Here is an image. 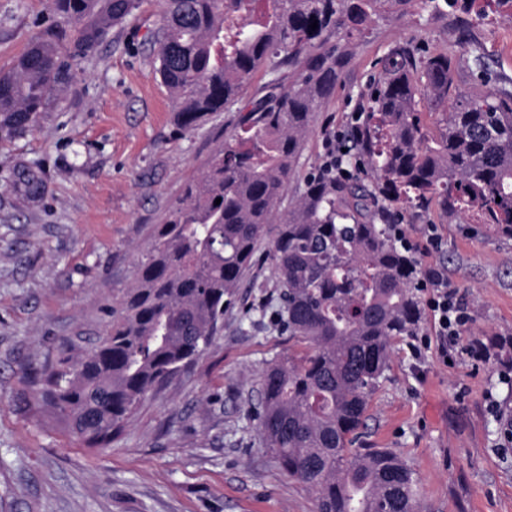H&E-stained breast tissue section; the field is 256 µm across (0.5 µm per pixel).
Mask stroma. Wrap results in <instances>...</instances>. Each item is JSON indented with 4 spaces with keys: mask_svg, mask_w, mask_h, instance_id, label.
<instances>
[{
    "mask_svg": "<svg viewBox=\"0 0 512 512\" xmlns=\"http://www.w3.org/2000/svg\"><path fill=\"white\" fill-rule=\"evenodd\" d=\"M162 0H142L80 60L60 98L0 136V512H315L282 471L251 412L269 360L303 344L272 322L278 289L262 241L224 326L194 364L134 411L105 448L86 447L36 396L62 357L79 358L112 323L185 184L224 138L228 114L178 131L148 40ZM56 17L50 0H0V71ZM445 50L474 85L471 44L512 91V19L414 7L354 38L343 82L319 113L296 171L323 156V130H346L392 49ZM424 266L439 265L468 305L444 361L434 318L395 341L366 413L363 441L407 461L421 512H512V239L432 209L402 212Z\"/></svg>",
    "mask_w": 512,
    "mask_h": 512,
    "instance_id": "stroma-1",
    "label": "stroma"
}]
</instances>
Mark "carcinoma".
<instances>
[{
    "mask_svg": "<svg viewBox=\"0 0 512 512\" xmlns=\"http://www.w3.org/2000/svg\"><path fill=\"white\" fill-rule=\"evenodd\" d=\"M415 2L163 0L150 42L178 129L232 112L234 130L155 225L107 336L46 378L41 401L87 447H108L148 394L210 345L269 234L276 320L308 352L267 363L253 411L261 440L312 493L316 512H419L404 461L354 447L392 341L421 319L422 262L391 214L434 206L512 238V93L491 86L478 46L477 89L462 92L452 56L400 44L345 151L321 159L287 198L305 139L349 64V38ZM140 4L51 0L54 27L0 74V130L24 129ZM262 70L278 77L243 101Z\"/></svg>",
    "mask_w": 512,
    "mask_h": 512,
    "instance_id": "1",
    "label": "carcinoma"
}]
</instances>
